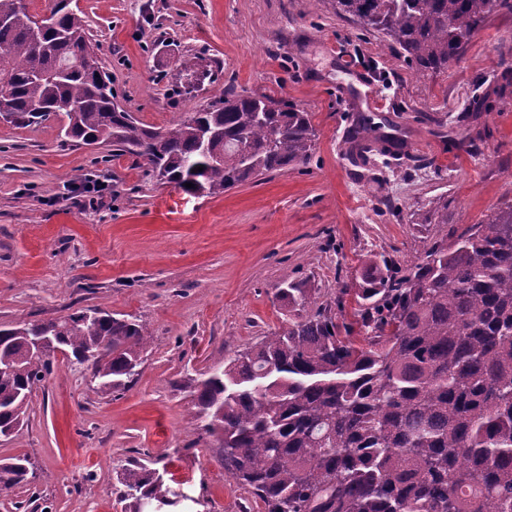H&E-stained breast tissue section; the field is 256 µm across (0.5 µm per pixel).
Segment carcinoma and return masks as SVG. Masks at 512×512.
I'll return each mask as SVG.
<instances>
[{"mask_svg": "<svg viewBox=\"0 0 512 512\" xmlns=\"http://www.w3.org/2000/svg\"><path fill=\"white\" fill-rule=\"evenodd\" d=\"M71 2L54 0L51 25L40 27L22 0H0V93L12 122L39 124L59 110L70 141L110 146L194 195L312 158L308 112L231 91L168 127L141 123L118 103ZM497 10L512 13V0H336V13L423 74L457 59ZM372 132L360 118L362 159ZM410 222L448 223V195ZM278 297L297 311L314 303L298 283ZM357 297L359 330L322 305L193 386V422L216 438L225 474L266 512H512V203L405 269L365 259ZM43 334L90 360L91 382L109 390L133 380L150 340L143 324L92 306L0 329L1 437L24 426L50 367L28 353V337ZM28 464L1 463L0 487L28 481ZM121 483L134 512L182 505L144 464Z\"/></svg>", "mask_w": 512, "mask_h": 512, "instance_id": "carcinoma-1", "label": "carcinoma"}]
</instances>
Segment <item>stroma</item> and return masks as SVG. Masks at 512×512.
<instances>
[{
    "mask_svg": "<svg viewBox=\"0 0 512 512\" xmlns=\"http://www.w3.org/2000/svg\"><path fill=\"white\" fill-rule=\"evenodd\" d=\"M73 2L143 124L167 126L231 87L309 112L317 140L309 164L205 196L65 141L58 118L0 122V326L95 306L151 332L137 379L110 394L54 356L27 426L0 438V459L28 456L37 474L0 489V512H133L120 493L135 461L192 496L189 512H265L192 426V381L288 319L280 288L343 299L338 319L352 323L367 256L407 266L512 203V14L492 13L457 60L419 76L335 0ZM362 116L376 143L356 164ZM82 179L108 185L101 203L79 194ZM443 193L448 223H411Z\"/></svg>",
    "mask_w": 512,
    "mask_h": 512,
    "instance_id": "stroma-1",
    "label": "stroma"
}]
</instances>
